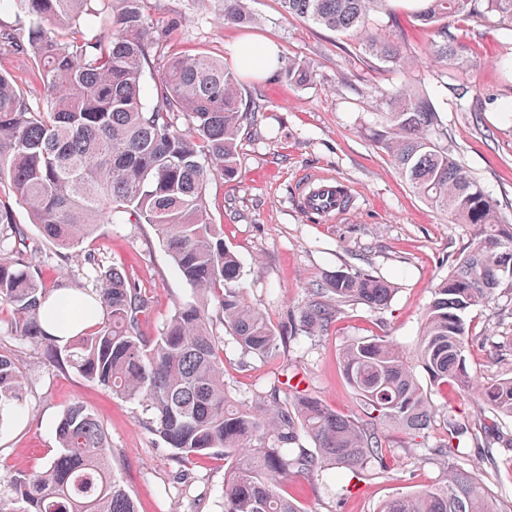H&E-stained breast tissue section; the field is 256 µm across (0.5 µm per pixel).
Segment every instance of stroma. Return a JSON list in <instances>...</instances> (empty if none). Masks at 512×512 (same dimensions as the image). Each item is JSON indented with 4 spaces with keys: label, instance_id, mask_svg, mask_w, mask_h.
Wrapping results in <instances>:
<instances>
[{
    "label": "stroma",
    "instance_id": "stroma-1",
    "mask_svg": "<svg viewBox=\"0 0 512 512\" xmlns=\"http://www.w3.org/2000/svg\"><path fill=\"white\" fill-rule=\"evenodd\" d=\"M256 21L227 25L222 0H146L145 14L160 38L162 54H205L235 68L236 43L243 38L274 44L282 62L309 61L314 77L296 86L267 74L240 72L246 95L257 98L238 143L231 179L208 188L215 223L242 267L244 296L269 319L281 342L276 359L244 355L232 336L224 338V381L242 404L278 387L287 398L288 375L330 408L358 413L345 383L342 352L355 340L380 336L413 349L421 335L436 284L447 276L469 244L464 228L419 198L401 177L374 134L382 128L385 95L414 83L430 96L448 131V148L512 217V30L489 14L460 18L449 35L464 42L473 61L461 70L427 58L438 34L422 24L407 0H389L370 27L419 57L408 71L371 56L353 31L336 32L288 16L280 0H248ZM0 70L9 73L32 102L43 88L30 55L0 52ZM323 171L349 182L359 193L354 213L335 223L300 214L291 195L296 177ZM80 255L135 278L149 300L144 335L155 336L177 304L194 291L147 224H106L85 238ZM47 285L93 287L78 265L62 263L52 244L35 258ZM359 268L392 283L387 307H342L327 333L289 337L288 317L307 299L309 288L339 270ZM473 333L512 334V295L470 309ZM14 315L0 306V353L16 357L26 378L20 411L0 423V467L14 474L39 470L58 451L55 424L72 404L83 405L102 423L112 448V466L134 496L138 512H222L223 455L182 462L147 424L140 402L113 395L87 382L74 369L49 366L41 349L21 343L11 331ZM436 415L430 426L411 432L381 427L385 465L356 485L325 469L280 483L303 512H376L389 498L442 485L451 464L472 471L496 500L512 512V453L498 448L486 459L481 448L465 446L458 457L441 451L448 419L470 427L488 416L473 398L435 388Z\"/></svg>",
    "mask_w": 512,
    "mask_h": 512
}]
</instances>
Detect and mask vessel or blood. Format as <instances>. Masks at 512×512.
<instances>
[{"instance_id":"vessel-or-blood-1","label":"vessel or blood","mask_w":512,"mask_h":512,"mask_svg":"<svg viewBox=\"0 0 512 512\" xmlns=\"http://www.w3.org/2000/svg\"><path fill=\"white\" fill-rule=\"evenodd\" d=\"M293 194L294 202L303 215L326 223L350 215L356 201L350 184L318 171L303 173L294 186Z\"/></svg>"}]
</instances>
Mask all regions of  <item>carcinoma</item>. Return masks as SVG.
Masks as SVG:
<instances>
[{
    "mask_svg": "<svg viewBox=\"0 0 512 512\" xmlns=\"http://www.w3.org/2000/svg\"><path fill=\"white\" fill-rule=\"evenodd\" d=\"M103 33L87 36L84 15L106 12L105 0H12L34 21L27 38L0 33L6 50L37 64L45 97L35 108L14 80L0 73V184L30 213L40 235L67 260L84 237L103 224H149L194 290L161 332L143 336L149 301L136 282L114 268L101 270L85 256L98 287L65 292L44 285L34 268L27 237L11 205L0 201V301L14 311L19 339L42 346L49 365H67L89 382L142 402L149 425L181 458L224 453V512H301L277 490L288 476L325 467L354 477L383 462L375 422L405 430L432 419L428 391L451 386L472 394L493 414L472 434L475 446L500 439L496 418H512V375L485 378L468 364L473 345L500 351L504 337L472 336L464 319L472 307L512 295V224L497 201L441 144L448 130L423 90L403 85L387 97L377 142L402 177L448 221L465 227L471 242L434 288L413 356L380 337L358 340L342 352L347 383L366 419L330 409L298 391L283 401L277 389L254 405L235 404L224 384V331L247 355L272 359L278 336L240 288L241 267L224 244V225L211 218L207 189L236 168L237 142L247 114L259 107L243 93L224 62L205 55L164 57L144 15L145 0H118ZM226 24L253 22L247 0H223ZM285 12L336 31L365 34L373 56L407 70L418 59L367 31L384 0H281ZM424 23L439 25L442 40L430 55L440 63L469 66L465 46L448 38V23L475 11L477 0H423ZM485 12L512 27V0H483ZM49 19L67 30L60 40L44 36ZM161 73L156 101L147 106L141 87L147 68ZM279 75L294 85L313 78L295 61ZM394 291L387 280L362 270H338L308 289L294 329L320 335L341 307L364 304L381 310ZM68 296L81 318L95 324L72 333L57 318L53 294ZM70 335L59 350L57 335ZM24 376L0 354V417L21 408ZM59 452L32 474L6 475L0 512H137L130 492L115 477L100 421L81 405L69 407L56 425ZM306 436L314 449L300 448ZM377 512H499L477 476L452 467L445 484L384 501Z\"/></svg>",
    "mask_w": 512,
    "mask_h": 512,
    "instance_id": "carcinoma-1",
    "label": "carcinoma"
}]
</instances>
